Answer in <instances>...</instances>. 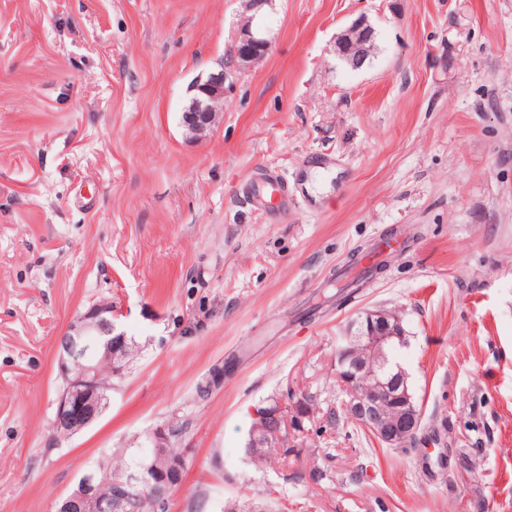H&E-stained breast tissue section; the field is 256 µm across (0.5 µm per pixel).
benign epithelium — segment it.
Wrapping results in <instances>:
<instances>
[{
  "label": "benign epithelium",
  "instance_id": "7a95c632",
  "mask_svg": "<svg viewBox=\"0 0 512 512\" xmlns=\"http://www.w3.org/2000/svg\"><path fill=\"white\" fill-rule=\"evenodd\" d=\"M266 3L267 0H246L249 15L239 27L233 67L229 70L221 67L198 77L192 84V96L182 113V124L190 135L203 138L217 122L224 108L225 84L229 76L251 69L269 55L272 43L254 25ZM374 39V28L367 17L361 16L336 36L335 54L359 69L369 60L367 45ZM116 318L112 302L101 301L72 321L66 335L60 339L59 371L66 389L59 400V411L72 435L90 426L108 405L109 394L101 388L94 362L98 357L112 361V347L121 343L116 333ZM405 340L398 310L385 307L368 309L353 323L341 349L342 361L336 363V376L347 392L344 403L346 415L388 448L402 447L405 440L415 437L421 427L422 408L412 401L407 391L408 373L401 367L397 375L388 377L356 356L351 358L348 370L343 371L341 367L350 353L360 351L365 356L380 357L389 343L396 341L402 344ZM78 345L90 350V362L81 372L74 374L70 363L73 348ZM281 411V406L272 405L258 415L251 447H263V436L279 431ZM107 480L125 488L123 496L108 499L109 512H128L125 503L133 494L148 489L151 484L143 472L109 475ZM61 503L57 512L103 510L97 483L88 476L82 478L61 499Z\"/></svg>",
  "mask_w": 512,
  "mask_h": 512
}]
</instances>
